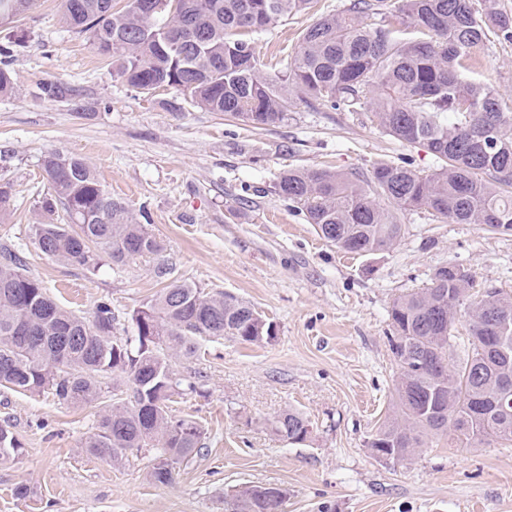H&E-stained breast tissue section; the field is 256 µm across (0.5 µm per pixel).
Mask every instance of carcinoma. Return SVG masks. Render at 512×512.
Here are the masks:
<instances>
[{
	"instance_id": "cac0c4a2",
	"label": "carcinoma",
	"mask_w": 512,
	"mask_h": 512,
	"mask_svg": "<svg viewBox=\"0 0 512 512\" xmlns=\"http://www.w3.org/2000/svg\"><path fill=\"white\" fill-rule=\"evenodd\" d=\"M141 0L116 10L112 0H63L61 21L89 34L117 75L146 93L172 88L198 107L256 126L288 120L294 92L309 103L369 112L397 140L426 148L439 160L423 175L393 163L370 178L290 168L276 190L304 213L328 243L348 253L387 251L404 234L395 210L426 208L452 224H484L512 232V106L491 86L469 77L473 50L489 33L512 41V15L492 0H351L320 17L300 36L286 71L259 72L251 35L282 17L307 11L317 0ZM33 0H0V18L14 20ZM41 95L79 105L80 89L58 81L39 84ZM47 220L33 225L38 246L58 261L96 270L98 249L115 266L158 254L162 245L128 206L112 197L82 158L52 151L42 158ZM13 187L0 182V222L11 214ZM388 202L393 208L381 206ZM159 295L132 315L136 335L112 334L115 315L99 302L91 318L55 303L42 282L23 272L18 256L0 253V385L14 391L49 390L60 402L100 399L112 388L88 452L119 462L142 448L156 464L153 482L173 478L169 462L184 463L203 448L204 431L190 417L170 413L173 398L198 393L174 358L196 357L200 342L229 338L249 344L276 338L273 324L237 296L207 293L170 278ZM475 280L457 265L435 269L430 286L393 301L389 350L397 366L393 414L369 439L377 457L400 462L435 436L459 442L512 444V295L487 289L469 300ZM468 317L469 349L456 356L453 330ZM291 444L311 438L309 421L288 411L274 422ZM21 449L0 424V458ZM286 492L251 485L224 503L235 512H281Z\"/></svg>"
}]
</instances>
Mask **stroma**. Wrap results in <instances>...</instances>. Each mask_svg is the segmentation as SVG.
Instances as JSON below:
<instances>
[{
  "label": "stroma",
  "instance_id": "obj_1",
  "mask_svg": "<svg viewBox=\"0 0 512 512\" xmlns=\"http://www.w3.org/2000/svg\"><path fill=\"white\" fill-rule=\"evenodd\" d=\"M350 0H318L255 37L263 74L294 53L301 33ZM62 0H35L0 27V65L14 91L0 95V179L14 185V210L0 224V247L17 253L30 276L61 306L91 317L111 303L115 335L131 336V315L173 278L253 304L275 326L262 345L202 342L198 357L177 359L201 395L178 400L173 415L193 416L205 446L171 483L150 478L153 455L119 464L89 454L102 398L67 405L46 392L0 388V422L22 449L0 460V512H224L235 486L287 490L283 512H512V445H465L436 437L401 462L378 459L369 436L391 413L397 369L389 350L388 310L433 271H471L475 288L512 295V233L482 224H448L425 209L401 212L404 236L388 251L355 255L326 244L303 213L276 192L280 172L317 169L370 176L382 163L407 162L427 174L426 149L388 135L366 112L293 98L286 122L254 126L192 104L173 90L145 95L117 78L87 34L61 20ZM476 78L512 98V43L489 36L475 52ZM81 89V106L41 96L43 81ZM180 110H172L169 100ZM50 151L83 158L113 198L144 211L164 250L97 271L57 261L34 241ZM313 433L292 445L272 430L287 411ZM26 495H18V487Z\"/></svg>",
  "mask_w": 512,
  "mask_h": 512
}]
</instances>
